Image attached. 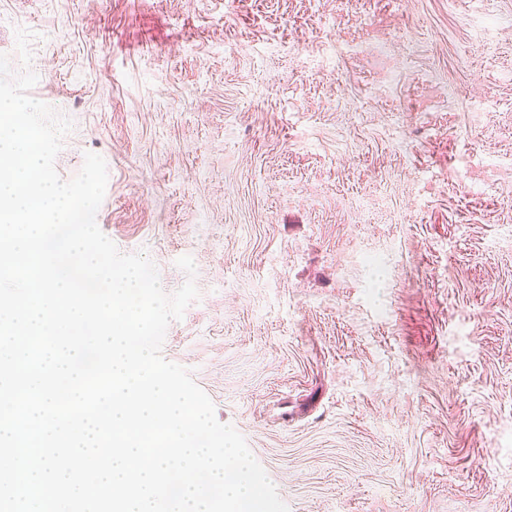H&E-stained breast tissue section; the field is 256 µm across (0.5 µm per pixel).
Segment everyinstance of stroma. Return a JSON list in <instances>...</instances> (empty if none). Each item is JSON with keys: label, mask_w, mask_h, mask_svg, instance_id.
<instances>
[{"label": "stroma", "mask_w": 512, "mask_h": 512, "mask_svg": "<svg viewBox=\"0 0 512 512\" xmlns=\"http://www.w3.org/2000/svg\"><path fill=\"white\" fill-rule=\"evenodd\" d=\"M20 28L289 512H512V0H0L16 72Z\"/></svg>", "instance_id": "obj_1"}]
</instances>
